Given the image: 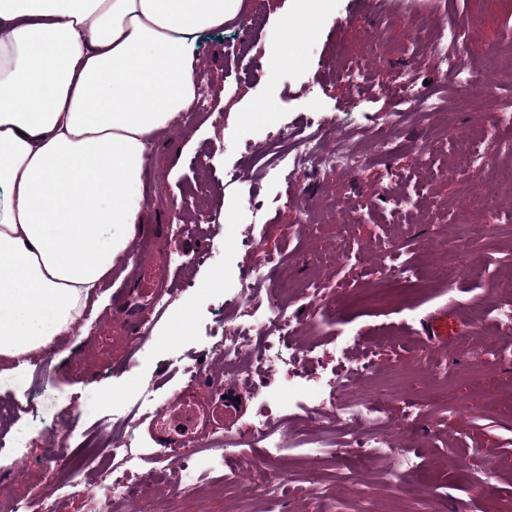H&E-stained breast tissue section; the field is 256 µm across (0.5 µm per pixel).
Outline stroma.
<instances>
[{
    "label": "stroma",
    "mask_w": 512,
    "mask_h": 512,
    "mask_svg": "<svg viewBox=\"0 0 512 512\" xmlns=\"http://www.w3.org/2000/svg\"><path fill=\"white\" fill-rule=\"evenodd\" d=\"M286 2L261 0L262 23L249 32L244 54L229 51L239 39L233 25L201 34L196 54L205 108L193 122L177 116L155 135L138 188L144 206L138 235L149 238L155 260L170 267L169 306L155 318L150 339L131 349L128 323L112 317L113 293L133 262L123 257L88 305L83 337L64 339L14 369L19 384L0 387V404L16 405L22 420L38 415L40 423L20 445L0 429V494L23 499L37 487L56 512H91L92 502L62 495L37 462L48 448L82 454L89 437L134 420L141 474L172 470L192 489L177 496L165 483L122 512H228L235 503L242 512H498L512 503V410L504 407L512 400V321L497 314L512 301L500 289L512 281V223L503 220L512 214V191L497 190L492 208L461 204L467 154L482 153L498 167L512 161L496 149L502 133L487 107L492 97L512 104V67L503 64L512 51V0H332L330 10L300 19L296 43L275 18ZM444 28L482 64L481 77L462 80L432 68L429 43ZM273 52L296 62L270 71ZM343 63L363 66L360 87L337 78ZM408 64L433 92L438 111L397 105L382 92ZM263 103L276 108L274 120L237 122L236 110ZM318 121L333 124L336 136L364 155L363 165L325 177L301 167L287 175L260 172L253 150L268 145L272 131ZM388 135L436 140L441 148L427 166L414 149L373 153L372 140ZM234 169L245 178L225 185V171ZM392 185L433 205L437 219L392 212L382 195ZM256 202L264 206L260 220ZM462 233L477 257L473 274L453 286L428 278L431 262L454 261ZM340 244L345 259L316 264ZM271 255L282 262L288 312L297 325L290 347L313 344L319 351L318 362L304 368L292 388L263 372L243 379L224 367L225 330L269 314L265 301L246 299L242 277ZM401 263L420 273L409 298L373 297L381 269ZM215 276L221 288L203 290ZM314 283L319 292L311 291ZM186 308L190 327L175 334L173 322ZM477 308L485 316L473 326L467 317ZM443 309L453 334H423L422 324ZM363 357L373 363L369 386L403 375L401 395L375 406L377 417L393 427L397 452L349 448L344 458L329 453L310 463L288 439V428H309L320 419L332 438L345 441L336 416L359 392L326 391L315 412L309 380L343 359ZM197 363L245 388L240 413L224 424L244 466L229 486L219 452L199 445L160 457L143 427L152 416L138 403L143 387L155 386L159 403L173 400L185 384L181 367ZM39 376L48 397L30 408L23 388ZM259 414L280 427L274 447L252 435ZM406 458L415 468L403 466ZM273 460L288 481L276 498L256 501L247 473ZM313 466L320 474L314 497L306 491Z\"/></svg>",
    "instance_id": "obj_1"
}]
</instances>
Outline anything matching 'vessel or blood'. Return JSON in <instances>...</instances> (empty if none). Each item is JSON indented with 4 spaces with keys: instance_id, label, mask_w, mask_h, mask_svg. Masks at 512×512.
Listing matches in <instances>:
<instances>
[{
    "instance_id": "1",
    "label": "vessel or blood",
    "mask_w": 512,
    "mask_h": 512,
    "mask_svg": "<svg viewBox=\"0 0 512 512\" xmlns=\"http://www.w3.org/2000/svg\"><path fill=\"white\" fill-rule=\"evenodd\" d=\"M149 260V255L139 254L129 277L132 295L119 299V313L131 320L137 333L152 323L157 294L163 288L162 281L142 276L141 271L148 266ZM235 410V405L231 403L220 410L213 408L205 392L194 383L187 385L150 420L148 431L157 446L179 448L189 441L208 439L218 420L233 414Z\"/></svg>"
}]
</instances>
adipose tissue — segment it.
<instances>
[{
    "mask_svg": "<svg viewBox=\"0 0 512 512\" xmlns=\"http://www.w3.org/2000/svg\"><path fill=\"white\" fill-rule=\"evenodd\" d=\"M244 0H0V363L73 335L143 221L154 132Z\"/></svg>",
    "mask_w": 512,
    "mask_h": 512,
    "instance_id": "ef3b65f1",
    "label": "adipose tissue"
}]
</instances>
